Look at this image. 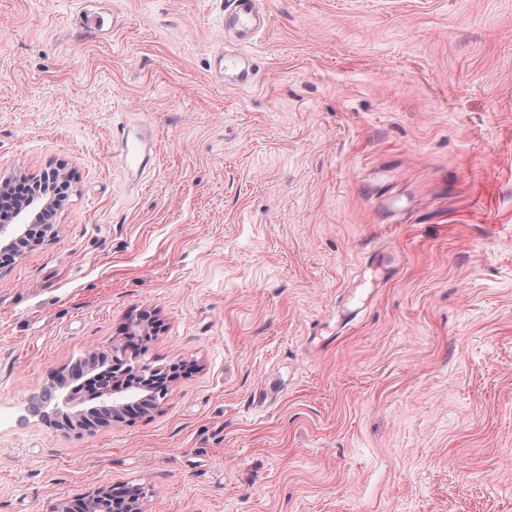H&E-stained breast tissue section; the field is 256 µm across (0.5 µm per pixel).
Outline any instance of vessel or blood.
I'll return each mask as SVG.
<instances>
[{
    "label": "vessel or blood",
    "instance_id": "b4317fda",
    "mask_svg": "<svg viewBox=\"0 0 512 512\" xmlns=\"http://www.w3.org/2000/svg\"><path fill=\"white\" fill-rule=\"evenodd\" d=\"M268 22L269 17L260 9L259 0H228L224 29L236 46L222 50L217 58V69L225 84L243 88L253 85L256 68L246 46L263 33Z\"/></svg>",
    "mask_w": 512,
    "mask_h": 512
}]
</instances>
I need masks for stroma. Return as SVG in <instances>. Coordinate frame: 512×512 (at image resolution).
I'll list each match as a JSON object with an SVG mask.
<instances>
[{
    "label": "stroma",
    "instance_id": "1",
    "mask_svg": "<svg viewBox=\"0 0 512 512\" xmlns=\"http://www.w3.org/2000/svg\"><path fill=\"white\" fill-rule=\"evenodd\" d=\"M260 3L234 88L225 0H0V179L72 177L0 267V512H512V0ZM90 350L189 370L31 411ZM268 22V15L259 8V0H228L224 33L227 31L240 48L224 49L217 57V69L225 84L243 88L253 85L256 76L254 58L243 45L252 43L263 33ZM140 495L141 492L139 488L122 485L118 489H113L111 487L105 496L97 497L95 502H93V499L95 498L94 495H91L87 499L86 503L88 506H91L92 511L94 512H127L125 510H116L114 506L115 501H118V499L122 501V499H124V502H126L128 497H139Z\"/></svg>",
    "mask_w": 512,
    "mask_h": 512
}]
</instances>
